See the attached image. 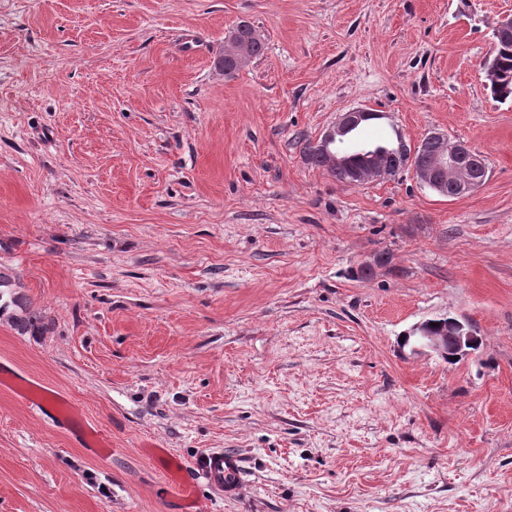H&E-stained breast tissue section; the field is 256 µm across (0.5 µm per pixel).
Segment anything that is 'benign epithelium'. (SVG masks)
Masks as SVG:
<instances>
[{
	"mask_svg": "<svg viewBox=\"0 0 512 512\" xmlns=\"http://www.w3.org/2000/svg\"><path fill=\"white\" fill-rule=\"evenodd\" d=\"M367 116L361 109L341 112L336 121L328 127L317 141L318 148L324 153L330 165L345 167L348 161L345 155L332 152V147L351 128ZM432 137L445 141L442 151L434 154L411 151L410 170L423 185L446 196L448 189L456 194H467L481 187L487 179V164L483 156L470 146L454 141L444 140L439 133ZM399 173L395 166H389L377 159H372L364 175L366 181H383L394 178ZM388 266V257L377 253L357 266L358 274L371 278ZM448 321V328L437 331L431 323L438 319H429L412 327L403 337V346L410 347L411 353H429L443 359L462 360L479 347V337L470 325L455 317H441Z\"/></svg>",
	"mask_w": 512,
	"mask_h": 512,
	"instance_id": "1",
	"label": "benign epithelium"
}]
</instances>
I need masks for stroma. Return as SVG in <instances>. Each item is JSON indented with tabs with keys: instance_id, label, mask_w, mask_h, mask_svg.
I'll return each instance as SVG.
<instances>
[{
	"instance_id": "1",
	"label": "stroma",
	"mask_w": 512,
	"mask_h": 512,
	"mask_svg": "<svg viewBox=\"0 0 512 512\" xmlns=\"http://www.w3.org/2000/svg\"><path fill=\"white\" fill-rule=\"evenodd\" d=\"M512 0H0V267L49 330L0 366L70 397L93 456L0 387V512H183L172 474L238 453L205 512H512V102L482 70ZM251 23L262 56L217 61ZM369 142L479 151L458 198L307 162ZM386 253L368 280L358 264ZM481 339L449 363L417 323ZM230 40L240 43H246L249 48V58L245 62H237L232 58H222L219 60L220 66L224 69L225 75H233L238 72L247 62L258 58L264 53V41L257 33L253 25L246 21H241L231 32ZM368 115L361 109H353L347 112H341L336 117V121L328 127L320 139L316 142L318 148L324 153L328 162L334 167H345L348 161L345 155L332 152V147L345 135L351 128L360 123V121ZM448 319V329L436 331L431 323ZM403 346L410 347L411 353H429L443 359L460 361L479 347V337L470 325L455 317L443 316L417 323L406 336H403ZM457 356V360H454ZM242 460L234 452L214 448L202 453L194 463L195 472L224 497L236 496L242 483Z\"/></svg>"
}]
</instances>
